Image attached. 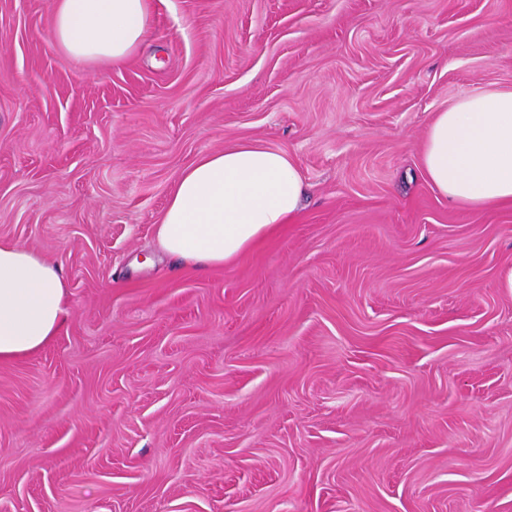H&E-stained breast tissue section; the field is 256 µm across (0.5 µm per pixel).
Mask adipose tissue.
I'll list each match as a JSON object with an SVG mask.
<instances>
[{"instance_id":"1","label":"adipose tissue","mask_w":512,"mask_h":512,"mask_svg":"<svg viewBox=\"0 0 512 512\" xmlns=\"http://www.w3.org/2000/svg\"><path fill=\"white\" fill-rule=\"evenodd\" d=\"M149 0H55L59 49L88 65L124 64L145 43ZM421 164L428 181L474 210L512 205V91L486 90L435 113ZM305 180L286 151L240 141L181 169L156 238L189 264L238 259L297 214ZM69 317L67 283L50 257L0 240V363L47 346Z\"/></svg>"}]
</instances>
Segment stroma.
Wrapping results in <instances>:
<instances>
[{
	"label": "stroma",
	"instance_id": "1",
	"mask_svg": "<svg viewBox=\"0 0 512 512\" xmlns=\"http://www.w3.org/2000/svg\"><path fill=\"white\" fill-rule=\"evenodd\" d=\"M53 5L0 0V239L70 303L0 363V512H512V206L421 167L435 112L512 90V0H151L96 72ZM245 139L300 212L185 267L174 179Z\"/></svg>",
	"mask_w": 512,
	"mask_h": 512
}]
</instances>
